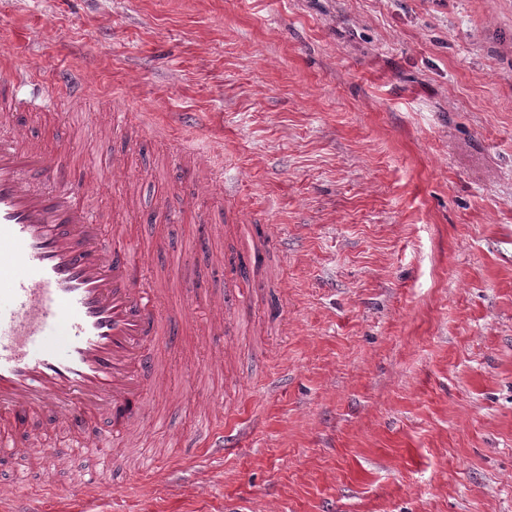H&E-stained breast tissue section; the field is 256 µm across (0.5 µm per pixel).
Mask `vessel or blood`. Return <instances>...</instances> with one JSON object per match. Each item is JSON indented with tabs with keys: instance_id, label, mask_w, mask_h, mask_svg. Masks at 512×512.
I'll return each mask as SVG.
<instances>
[{
	"instance_id": "obj_1",
	"label": "vessel or blood",
	"mask_w": 512,
	"mask_h": 512,
	"mask_svg": "<svg viewBox=\"0 0 512 512\" xmlns=\"http://www.w3.org/2000/svg\"><path fill=\"white\" fill-rule=\"evenodd\" d=\"M25 102L0 95V446L42 461L41 482L11 474L26 486L38 512H57L59 498L81 499L112 489V450L158 426L150 394L166 393L165 337L188 319L167 303V291L148 288L139 273L148 256L122 225L103 234L89 204L92 183L67 187L60 156L35 142L18 122ZM91 124L121 132L120 110L90 116ZM213 335L231 334L236 323L232 292L210 303ZM216 400L203 401L206 426L197 444L226 453L237 445L233 430L217 419ZM60 418L78 433L81 424H109L80 447L94 463L79 479L55 483V452L41 438L17 442L15 429L30 415Z\"/></svg>"
}]
</instances>
